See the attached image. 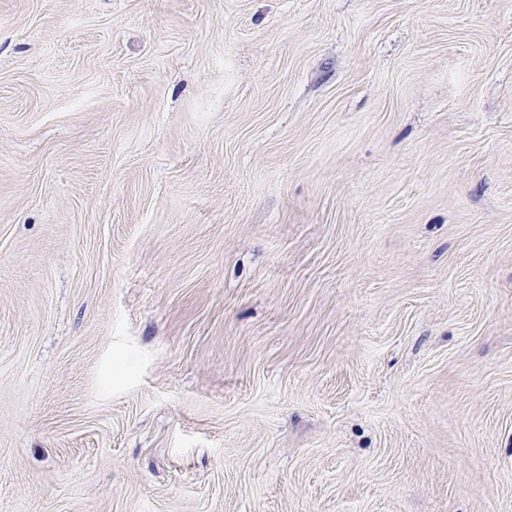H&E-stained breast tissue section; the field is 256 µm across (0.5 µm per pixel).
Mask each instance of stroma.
Wrapping results in <instances>:
<instances>
[{
  "mask_svg": "<svg viewBox=\"0 0 512 512\" xmlns=\"http://www.w3.org/2000/svg\"><path fill=\"white\" fill-rule=\"evenodd\" d=\"M0 512H512V0H0Z\"/></svg>",
  "mask_w": 512,
  "mask_h": 512,
  "instance_id": "1",
  "label": "stroma"
}]
</instances>
